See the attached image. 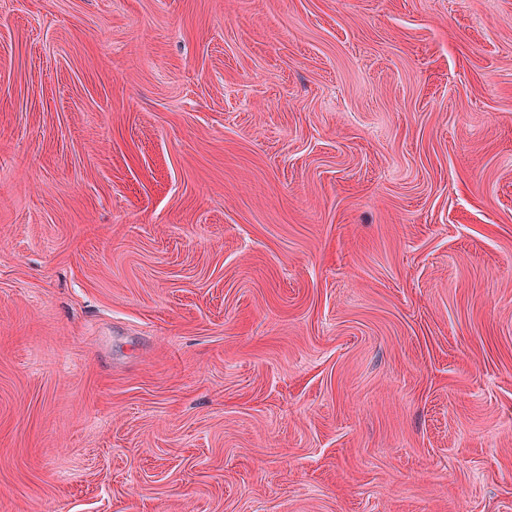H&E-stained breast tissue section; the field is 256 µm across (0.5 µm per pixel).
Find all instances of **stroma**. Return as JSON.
Wrapping results in <instances>:
<instances>
[{"mask_svg": "<svg viewBox=\"0 0 512 512\" xmlns=\"http://www.w3.org/2000/svg\"><path fill=\"white\" fill-rule=\"evenodd\" d=\"M0 512H512V0H0Z\"/></svg>", "mask_w": 512, "mask_h": 512, "instance_id": "1", "label": "stroma"}]
</instances>
